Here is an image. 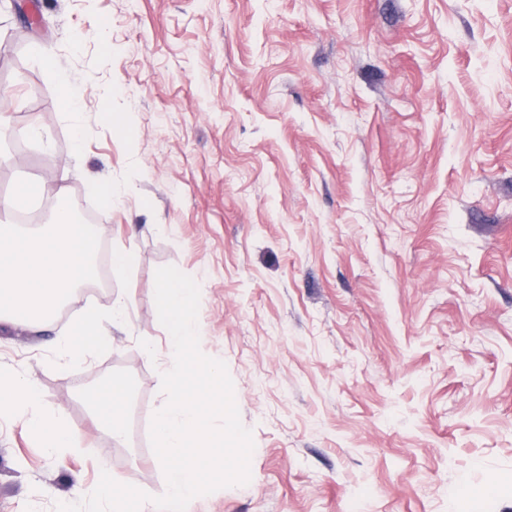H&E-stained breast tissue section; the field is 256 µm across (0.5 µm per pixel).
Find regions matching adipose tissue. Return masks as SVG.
Returning a JSON list of instances; mask_svg holds the SVG:
<instances>
[{
    "label": "adipose tissue",
    "mask_w": 512,
    "mask_h": 512,
    "mask_svg": "<svg viewBox=\"0 0 512 512\" xmlns=\"http://www.w3.org/2000/svg\"><path fill=\"white\" fill-rule=\"evenodd\" d=\"M126 312L127 303L121 298L113 300L110 311L106 313L94 307L85 308L75 324V338L63 339L59 344L64 361L75 364L109 347L110 339L103 331V324L107 321L120 322ZM81 395L88 402L96 426L109 432L113 439L124 438L123 411L131 397L129 382L113 376L104 384L82 389ZM2 414L18 417L32 436L43 441L50 453H62L75 443V436L62 410L47 406L35 383L24 376L0 372Z\"/></svg>",
    "instance_id": "ef3b65f1"
}]
</instances>
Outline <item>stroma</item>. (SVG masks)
Here are the masks:
<instances>
[{
  "instance_id": "obj_1",
  "label": "stroma",
  "mask_w": 512,
  "mask_h": 512,
  "mask_svg": "<svg viewBox=\"0 0 512 512\" xmlns=\"http://www.w3.org/2000/svg\"><path fill=\"white\" fill-rule=\"evenodd\" d=\"M1 71L0 124L37 115L47 143L16 138L0 196L43 177L32 212L64 194L101 248L91 288L0 328V367L76 435L55 456L0 415V512H55L104 472L164 494L168 265L254 441L249 483L187 512H512V0H0ZM98 180L127 193L104 206ZM119 248L135 268L111 271ZM119 296L111 349L64 364L83 309ZM111 373L119 441L77 395Z\"/></svg>"
}]
</instances>
